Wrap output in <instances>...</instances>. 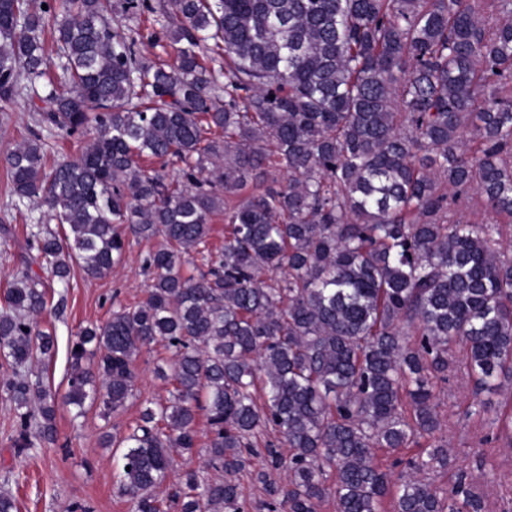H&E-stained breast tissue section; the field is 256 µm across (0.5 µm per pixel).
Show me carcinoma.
<instances>
[{"instance_id":"1","label":"carcinoma","mask_w":512,"mask_h":512,"mask_svg":"<svg viewBox=\"0 0 512 512\" xmlns=\"http://www.w3.org/2000/svg\"><path fill=\"white\" fill-rule=\"evenodd\" d=\"M42 3L0 0V109L23 78L39 102L37 127L3 156L14 206L39 210L0 303L13 447L56 433L37 270L66 288L76 266L112 273L128 235L160 236L145 301L75 332L64 395L78 416L88 403L116 412L141 349L171 351L155 368L170 398L103 435L123 449L114 483L133 512H246L236 476L267 431L289 448L268 512L330 497L336 512L388 499L394 512H483L462 483L446 497L414 474L391 484L372 449L439 428L433 384L452 345L478 387L512 377V251L499 225L468 219L477 200L512 217V0H167L171 64L140 49L154 34L112 26L113 0ZM49 24L61 82L39 89ZM90 127L78 158L46 170L43 130ZM193 253L197 276L184 271ZM200 411L203 467L218 476L171 483L174 454H196Z\"/></svg>"}]
</instances>
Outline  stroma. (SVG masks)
Instances as JSON below:
<instances>
[{
	"mask_svg": "<svg viewBox=\"0 0 512 512\" xmlns=\"http://www.w3.org/2000/svg\"><path fill=\"white\" fill-rule=\"evenodd\" d=\"M7 112L6 118H0V153L26 137L33 123L28 94L17 96ZM9 190L7 169L0 164V224L11 227L10 236H0V295L12 281L32 222L30 208L12 207ZM162 245L159 238L130 239L123 262L108 277L91 279L76 268L68 288L56 285L49 289L50 309L44 319L55 328L57 351L47 377L57 395L62 397L67 390L69 347L77 328L106 323L117 307L140 304L150 285L142 262ZM168 356L160 343L141 350L136 359V395L110 416L92 408L79 418L72 406L57 402L55 442L41 444L25 455L12 446L14 405L0 394V489L12 491L18 512H65L75 502L90 506L93 512H132L131 501L114 488L115 451L102 448L99 436L105 431L127 433L147 402L168 398V385L154 374L156 362ZM453 358L455 367L447 381L435 386L441 426L433 439H420L395 452L375 449V459L396 478L405 472L406 460L421 456L429 442L442 444L448 450L447 466L426 468L421 478L445 492L458 476H465L481 494L485 512H512V438L495 420L499 414L512 415V383L494 394L476 392L467 375L463 345L454 346ZM484 402L490 403V412H481Z\"/></svg>",
	"mask_w": 512,
	"mask_h": 512,
	"instance_id": "1",
	"label": "stroma"
}]
</instances>
